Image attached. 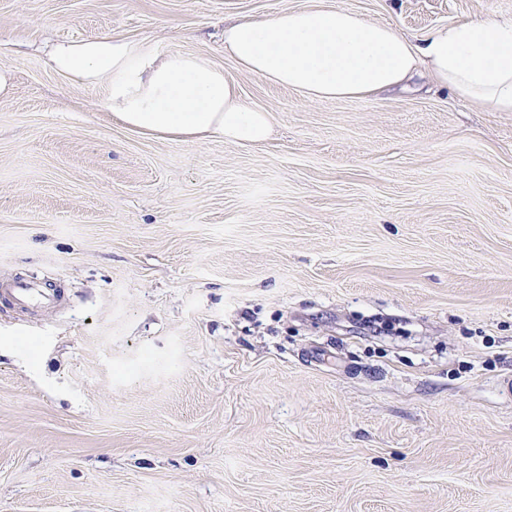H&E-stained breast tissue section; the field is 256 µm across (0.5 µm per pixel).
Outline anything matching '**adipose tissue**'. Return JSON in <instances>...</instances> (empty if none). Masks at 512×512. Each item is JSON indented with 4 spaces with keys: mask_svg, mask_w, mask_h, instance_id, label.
<instances>
[{
    "mask_svg": "<svg viewBox=\"0 0 512 512\" xmlns=\"http://www.w3.org/2000/svg\"><path fill=\"white\" fill-rule=\"evenodd\" d=\"M224 51L244 72L314 100L403 89L426 74L483 111L512 112V22L467 19L416 41L393 25L312 0L226 27ZM46 58L64 80L102 88L106 110L131 131L239 145L271 134L269 113L245 105L223 66L206 55L102 35L55 42Z\"/></svg>",
    "mask_w": 512,
    "mask_h": 512,
    "instance_id": "1",
    "label": "adipose tissue"
}]
</instances>
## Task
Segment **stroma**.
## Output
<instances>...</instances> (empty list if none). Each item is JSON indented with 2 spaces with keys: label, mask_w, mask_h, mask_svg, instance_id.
<instances>
[{
  "label": "stroma",
  "mask_w": 512,
  "mask_h": 512,
  "mask_svg": "<svg viewBox=\"0 0 512 512\" xmlns=\"http://www.w3.org/2000/svg\"><path fill=\"white\" fill-rule=\"evenodd\" d=\"M308 0H0V512H512V112L309 100L224 26ZM423 38L512 0H328ZM223 65L273 134L130 131L42 48ZM64 298L61 285L21 277L0 280V301L21 311L56 308L62 304Z\"/></svg>",
  "instance_id": "1"
}]
</instances>
